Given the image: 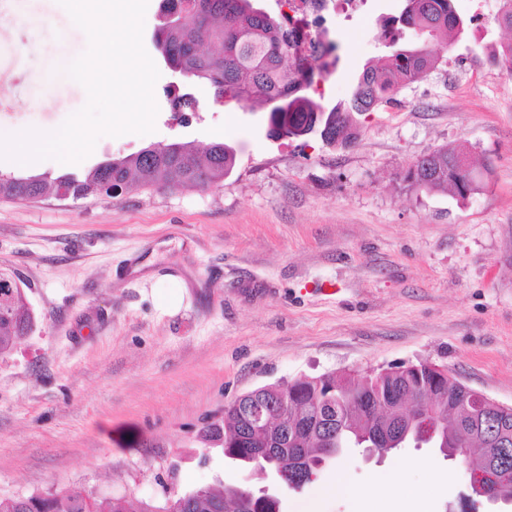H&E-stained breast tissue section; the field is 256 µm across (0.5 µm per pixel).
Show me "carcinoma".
<instances>
[{"mask_svg":"<svg viewBox=\"0 0 512 512\" xmlns=\"http://www.w3.org/2000/svg\"><path fill=\"white\" fill-rule=\"evenodd\" d=\"M207 23L202 29L190 32L183 26L161 21L156 40L163 43L173 63L192 72V77L216 90H224V101L239 105H262L268 99L288 96L299 102L297 112L305 117L309 112H322L324 107L313 98L298 91L301 84L310 89L315 78L329 73V63L314 65L307 73L291 60L288 47L292 33L282 20L271 15L257 14L251 0H204ZM383 41L389 51L378 66L366 65L348 100L336 104V125L327 132L325 140L336 147H347L357 135L356 116L375 111L396 99L401 89L425 78L438 68L442 57L428 45H401L402 30L409 28L439 40L450 31L464 30V21L456 14L452 0H405L399 16L383 20ZM489 62L512 72V43L489 56ZM458 149L439 148L417 160L416 170L408 171L403 181L414 191L446 192L464 195L469 189L467 175L456 165ZM236 164L235 150L224 143H213L200 151L191 143L176 147L162 146L152 158L139 153L114 159L105 168L91 169L77 183L88 187L99 182L135 181L141 187H164L175 190L186 185L208 188L220 183ZM51 183L41 177L13 178L0 182L1 198L23 199L32 193L44 194ZM25 289L10 288L6 298H0V355L10 352L24 336L35 319L27 309ZM426 381L413 371H393L382 377L357 375L330 377L322 386L314 381H295L304 410L314 419V403L331 396L341 418L336 420V434L342 446L357 445L366 437L387 428L373 413L372 407L387 401L401 390ZM443 426L448 431L440 451L450 455L461 440L460 429L465 420L462 407L452 401L441 405ZM207 442H222L224 456L249 464L261 449L262 438L247 431L237 411L224 409L221 427L209 431ZM293 447L311 462L317 450L325 447L318 439L288 444L283 441L277 449L283 468L290 465L286 446ZM236 486L222 489L206 486L168 499L162 512H214L217 503L224 502V512L234 509ZM0 512H156L149 503L132 496L98 502L79 488L47 492L27 497L0 498Z\"/></svg>","mask_w":512,"mask_h":512,"instance_id":"carcinoma-1","label":"carcinoma"}]
</instances>
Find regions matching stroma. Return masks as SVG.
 Wrapping results in <instances>:
<instances>
[{
    "instance_id": "obj_1",
    "label": "stroma",
    "mask_w": 512,
    "mask_h": 512,
    "mask_svg": "<svg viewBox=\"0 0 512 512\" xmlns=\"http://www.w3.org/2000/svg\"><path fill=\"white\" fill-rule=\"evenodd\" d=\"M496 0H453L463 33L428 77L396 102L358 116L359 137L331 148L318 136H270L260 107L213 103L189 122L171 111L149 0L143 45L159 67L155 129L101 137L82 162H0V173L49 180L174 141L233 147L222 183L201 190L130 187L115 197L0 199V267L27 284L32 332L0 356V498L79 487L98 500L134 496L163 506L169 491L219 483L253 490L262 474L202 444L225 404L302 376L366 374L401 363L448 369L512 405V75L490 46L512 42ZM0 0V128L57 129L87 101L77 82H51L89 41L57 0ZM405 0H368L340 23L338 59L321 84L325 108L347 100L364 65L382 56L381 18ZM465 144L480 190L415 192L402 174L418 157ZM467 465L408 444L382 455L349 448L280 512L317 502L357 512L350 487L398 512L422 495L426 512H512L472 496Z\"/></svg>"
}]
</instances>
